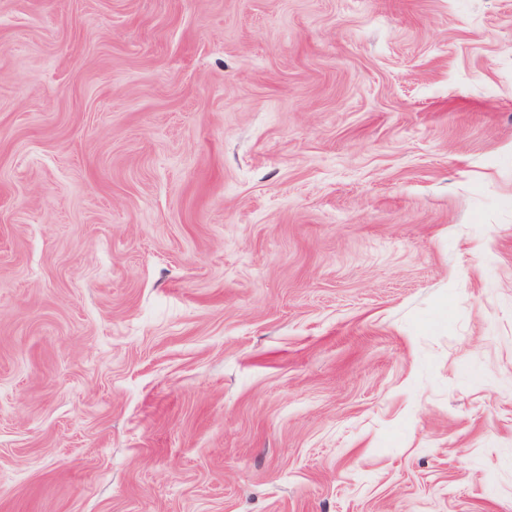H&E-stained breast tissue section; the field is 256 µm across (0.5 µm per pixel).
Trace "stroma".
Here are the masks:
<instances>
[{
    "label": "stroma",
    "instance_id": "35a3bbf8",
    "mask_svg": "<svg viewBox=\"0 0 512 512\" xmlns=\"http://www.w3.org/2000/svg\"><path fill=\"white\" fill-rule=\"evenodd\" d=\"M0 512H512V0H0Z\"/></svg>",
    "mask_w": 512,
    "mask_h": 512
}]
</instances>
